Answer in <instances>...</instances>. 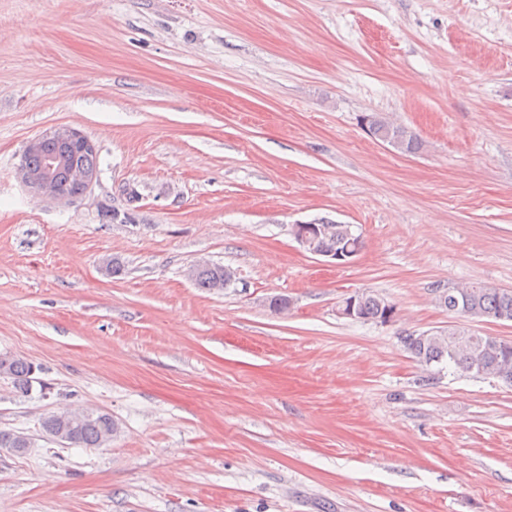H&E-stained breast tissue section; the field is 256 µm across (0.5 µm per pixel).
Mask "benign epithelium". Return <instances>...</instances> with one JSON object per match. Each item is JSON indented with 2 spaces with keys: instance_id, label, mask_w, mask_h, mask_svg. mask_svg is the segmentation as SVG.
Returning <instances> with one entry per match:
<instances>
[{
  "instance_id": "benign-epithelium-1",
  "label": "benign epithelium",
  "mask_w": 512,
  "mask_h": 512,
  "mask_svg": "<svg viewBox=\"0 0 512 512\" xmlns=\"http://www.w3.org/2000/svg\"><path fill=\"white\" fill-rule=\"evenodd\" d=\"M24 152L43 158L38 169L24 164L18 168L21 183L38 199L72 203L93 192L98 182L96 172L78 165L71 153L97 152L93 140L72 127H59L27 142Z\"/></svg>"
}]
</instances>
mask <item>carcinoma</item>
<instances>
[{
    "mask_svg": "<svg viewBox=\"0 0 512 512\" xmlns=\"http://www.w3.org/2000/svg\"><path fill=\"white\" fill-rule=\"evenodd\" d=\"M370 134L375 139L389 137L401 144L404 153H415L421 148L416 134L409 128L390 121L382 113L369 115ZM314 223L324 227L316 239L315 249L320 252H336L345 249H362L363 240L354 234L351 225L340 224L327 218ZM189 277L194 284L205 290H220L233 281L232 272L222 265L207 262L189 267ZM438 306L462 318H493L503 313L512 314V290L487 284H477L456 290H434ZM361 320L384 321L386 311L395 306L385 298L365 293L358 301ZM403 343L418 362L430 365L444 361L462 373L475 372L495 378L506 373L512 377V342L502 344L489 336H482L462 327L449 332L437 333L425 341L403 337ZM0 374L10 377L16 388L23 393L32 390L33 366L23 358L3 355L0 357ZM42 431L47 436L59 432L67 435L66 443L81 448H102L112 442L117 426L107 413L85 415L70 413V417L50 414L42 420ZM30 447V437L20 431L0 430V448H14L23 454Z\"/></svg>",
    "mask_w": 512,
    "mask_h": 512,
    "instance_id": "1",
    "label": "carcinoma"
}]
</instances>
